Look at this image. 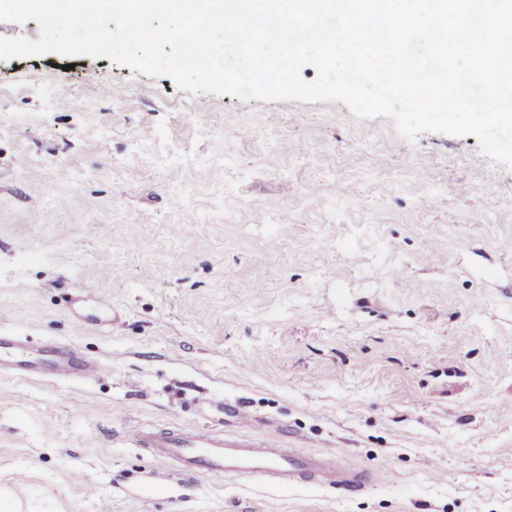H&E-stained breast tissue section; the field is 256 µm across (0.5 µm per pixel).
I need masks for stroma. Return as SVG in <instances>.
<instances>
[{"label": "stroma", "instance_id": "1", "mask_svg": "<svg viewBox=\"0 0 512 512\" xmlns=\"http://www.w3.org/2000/svg\"><path fill=\"white\" fill-rule=\"evenodd\" d=\"M511 212L472 135L0 60V334L106 367L0 374V512H512ZM161 424L373 481L187 487Z\"/></svg>", "mask_w": 512, "mask_h": 512}]
</instances>
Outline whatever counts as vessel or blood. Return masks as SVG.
<instances>
[{"instance_id":"1","label":"vessel or blood","mask_w":512,"mask_h":512,"mask_svg":"<svg viewBox=\"0 0 512 512\" xmlns=\"http://www.w3.org/2000/svg\"><path fill=\"white\" fill-rule=\"evenodd\" d=\"M0 365L22 378L47 373L85 377L101 371L97 363L64 355L57 344L33 350L13 336H0ZM129 436L135 447L158 462L175 465L186 481L223 477L240 482L260 476L275 487L314 485L360 491L373 479L364 468L342 464L331 450L307 454L272 448L263 442L230 438L218 430L138 426Z\"/></svg>"}]
</instances>
